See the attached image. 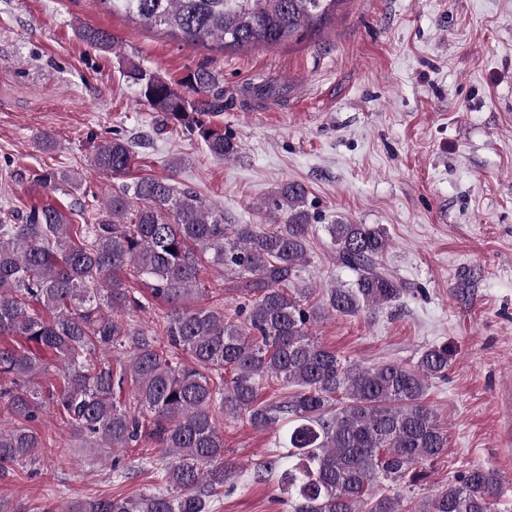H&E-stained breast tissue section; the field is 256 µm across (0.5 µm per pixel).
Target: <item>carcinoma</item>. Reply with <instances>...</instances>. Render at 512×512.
<instances>
[{
    "label": "carcinoma",
    "instance_id": "cac0c4a2",
    "mask_svg": "<svg viewBox=\"0 0 512 512\" xmlns=\"http://www.w3.org/2000/svg\"><path fill=\"white\" fill-rule=\"evenodd\" d=\"M146 28L163 27L189 46L219 41L226 49L277 47L325 18L338 0H92ZM78 36L112 52V34L82 26ZM129 77L166 123L230 158L238 144L206 117L224 111V90L200 68L185 94L134 66ZM136 143L114 138L91 165L121 175ZM74 175L46 169L37 191L73 185ZM308 190L284 184L264 202L281 224H226L191 188L167 177H141L109 195L95 222L69 224L50 203L33 206L22 224H0V471L37 467L43 436L32 426L55 407L87 448L116 452L150 438L164 449L158 483L134 497H74L64 512H211L234 477L224 460V418L243 414L258 431L286 428V453L253 474L257 482L288 475L290 512H495L501 486L490 468L453 476L413 505L404 489L424 478L420 466L448 448V431L427 402L430 381L447 374L448 350L431 346L412 363L372 367L342 361L309 326L327 315L356 317L392 307L409 291L383 264L391 247L378 224H329L336 265L353 280L316 302L296 288L306 260ZM174 251H169V248ZM235 275L246 304L193 307L207 293L204 262ZM151 299L135 295L130 279ZM167 306L162 335L134 329L122 312L150 302ZM187 355L190 363L183 361ZM57 362L59 387L35 379ZM291 388L279 401H258L261 385ZM131 387L138 411L118 395Z\"/></svg>",
    "mask_w": 512,
    "mask_h": 512
}]
</instances>
